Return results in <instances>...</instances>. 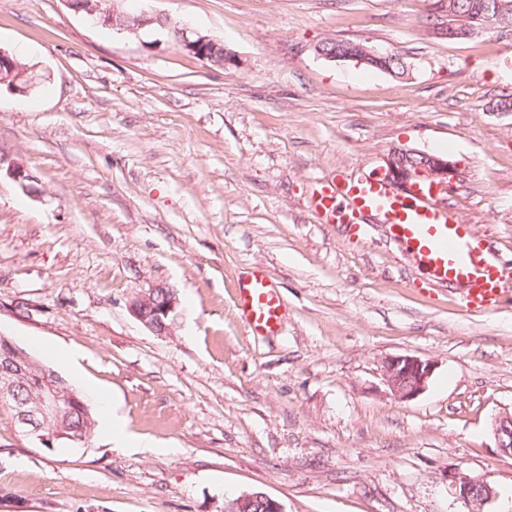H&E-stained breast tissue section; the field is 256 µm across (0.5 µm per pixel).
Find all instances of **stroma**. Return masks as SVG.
<instances>
[{"instance_id":"1","label":"stroma","mask_w":512,"mask_h":512,"mask_svg":"<svg viewBox=\"0 0 512 512\" xmlns=\"http://www.w3.org/2000/svg\"><path fill=\"white\" fill-rule=\"evenodd\" d=\"M224 43L213 67L168 31L93 25L66 0H0V50L43 80L0 86V336L112 399L142 445L45 448L0 403V512H224L262 492L283 512H458L448 470L494 486L512 457V303L468 313L370 218L325 223L318 186L380 169L397 146L447 156L450 201L512 256V31L438 35L443 0H118ZM344 40L406 76L318 56ZM265 269L280 330L250 332L239 283ZM161 284L170 335L129 312ZM432 360L396 398L385 358ZM492 433L501 453L512 456V413H504L495 418Z\"/></svg>"}]
</instances>
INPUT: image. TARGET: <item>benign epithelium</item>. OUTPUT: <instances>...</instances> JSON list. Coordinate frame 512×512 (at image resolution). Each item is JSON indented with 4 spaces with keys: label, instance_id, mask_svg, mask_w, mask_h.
<instances>
[{
    "label": "benign epithelium",
    "instance_id": "benign-epithelium-1",
    "mask_svg": "<svg viewBox=\"0 0 512 512\" xmlns=\"http://www.w3.org/2000/svg\"><path fill=\"white\" fill-rule=\"evenodd\" d=\"M108 0H100L96 7L88 11L92 21L101 25H110L119 30L133 34L144 27L158 23L171 29L180 44L190 53H197L201 47L215 44L213 38L192 30L187 26L173 25L168 17L160 14L143 13L126 15V20L116 23L119 14L117 7L107 6ZM512 26V0H493L488 6L484 28ZM315 52L327 59L338 61H355L359 64L375 66L378 60L387 58L398 63L399 73H405L407 66L399 54L382 56L372 49L357 45L345 51L327 52L322 45L315 47ZM36 85V75L25 71L11 82L9 88L24 95ZM7 167V173L19 183L31 179V175L19 163L0 156V168ZM380 176L390 185L407 189L429 186L433 189L446 190L459 177L457 163L450 159L409 147L393 148L385 159V166L380 169ZM162 285L158 284L133 296L129 303L130 313L149 331L157 336L171 333L177 316L179 299L170 290L163 300L156 299V293ZM39 368L48 385V391L31 401H19L16 395L17 381L30 375L33 368ZM7 369L10 379L0 381V400L12 399L14 406V424L18 431L45 448H53L57 441L69 430V420L73 412L86 408L88 404L79 399L70 389L63 387L55 377L49 375L47 367L16 347L4 336H0V370ZM435 370L431 360L417 356L399 355L385 359L383 376L387 386L395 396L410 400L421 394L428 386ZM492 433L501 453L512 456V413H504L495 418ZM448 480L455 489L456 499L465 508V512H485L484 507L495 496V489L483 477H471L458 468L448 470ZM224 512H283L281 505L264 493L247 494L233 500Z\"/></svg>",
    "mask_w": 512,
    "mask_h": 512
}]
</instances>
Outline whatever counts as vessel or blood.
Masks as SVG:
<instances>
[{"mask_svg":"<svg viewBox=\"0 0 512 512\" xmlns=\"http://www.w3.org/2000/svg\"><path fill=\"white\" fill-rule=\"evenodd\" d=\"M312 203L327 222L346 225L356 237L367 234L366 216L379 217L390 240L425 269L429 280L459 288L465 310L488 313L512 297V265L500 262L483 238L459 223L441 193L354 177L323 183ZM236 306L256 335L272 333L280 324L281 295L263 270L252 271L240 284Z\"/></svg>","mask_w":512,"mask_h":512,"instance_id":"obj_1","label":"vessel or blood"}]
</instances>
